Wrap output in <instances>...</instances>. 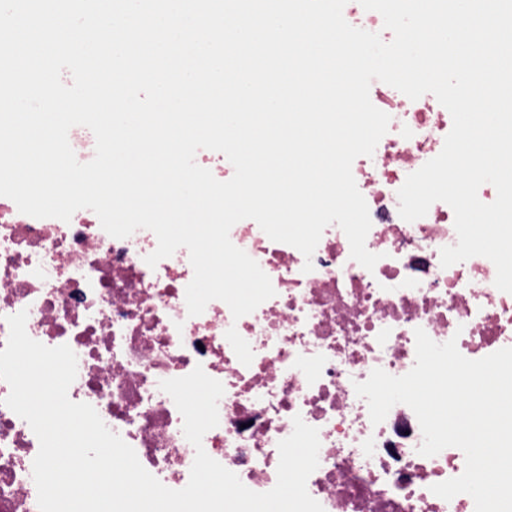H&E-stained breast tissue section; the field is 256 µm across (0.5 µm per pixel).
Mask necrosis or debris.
Returning <instances> with one entry per match:
<instances>
[{"label": "necrosis or debris", "mask_w": 512, "mask_h": 512, "mask_svg": "<svg viewBox=\"0 0 512 512\" xmlns=\"http://www.w3.org/2000/svg\"><path fill=\"white\" fill-rule=\"evenodd\" d=\"M369 95L390 117L373 155L352 165L372 222L366 247L380 256L374 269L351 259L337 225L326 227L308 260L244 219L230 239L267 274L275 296L238 319L220 300L192 316L186 248L152 267L145 261L157 247L151 230L118 239L91 210L67 222L37 219L0 197V349L8 316L27 311L32 339L68 345L77 356L69 398L92 405L168 488L187 485L195 449L159 384L200 366L224 386L219 424L203 448L250 490L275 486L278 443L298 416L319 433V466L307 489L324 512H475L469 495L447 501L431 491L463 473L464 453L420 455L412 409L395 405L372 423L354 385L377 368L408 373L418 328L438 343L456 340L469 359L512 347V294L495 287L488 258L442 267L441 249L457 242L448 204L434 203L413 222L399 215L398 191L441 152L449 111L433 94L413 101L378 80ZM9 393L0 380V512H39L32 475L39 441L6 406Z\"/></svg>", "instance_id": "necrosis-or-debris-1"}]
</instances>
